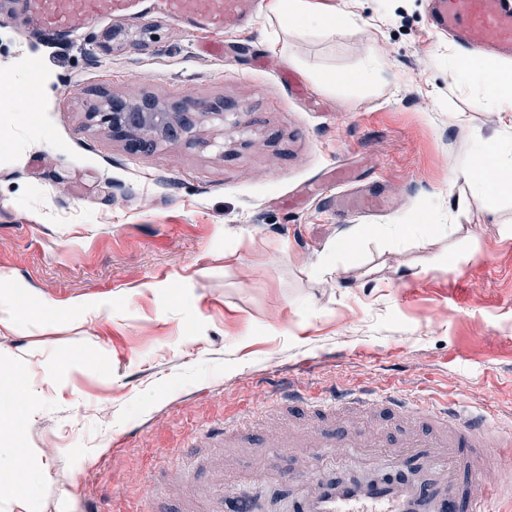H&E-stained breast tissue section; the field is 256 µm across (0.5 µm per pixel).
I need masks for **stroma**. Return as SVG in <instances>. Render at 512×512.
<instances>
[{"label": "stroma", "mask_w": 512, "mask_h": 512, "mask_svg": "<svg viewBox=\"0 0 512 512\" xmlns=\"http://www.w3.org/2000/svg\"><path fill=\"white\" fill-rule=\"evenodd\" d=\"M351 13L329 36L285 33L263 12L221 30L167 17L41 33L23 0H0V76L31 91L0 101V275L8 299L42 303L0 324V372L36 399L16 438L26 491L0 512H135L169 485L166 512L196 496L214 460L192 438L249 412L224 480L263 512H291L275 483L247 481L251 453L298 465L279 442L288 414L258 410L279 385L308 392L393 388L491 406L512 428V196L488 201L449 170L507 117L482 105L434 31L427 0H315ZM151 31L147 47L102 51L105 31ZM220 41V57L201 52ZM383 69L373 88L312 75ZM305 88H285L278 67ZM172 104L235 103L199 144L134 151L85 116L89 91ZM372 198L353 210L343 194ZM428 212L445 234H376ZM354 241L325 256L357 226ZM467 260L456 263L457 254Z\"/></svg>", "instance_id": "1"}]
</instances>
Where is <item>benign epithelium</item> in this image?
Segmentation results:
<instances>
[{
    "instance_id": "1",
    "label": "benign epithelium",
    "mask_w": 512,
    "mask_h": 512,
    "mask_svg": "<svg viewBox=\"0 0 512 512\" xmlns=\"http://www.w3.org/2000/svg\"><path fill=\"white\" fill-rule=\"evenodd\" d=\"M197 113L182 111L177 105L143 95L126 97L101 95L90 102L86 116L112 139L131 148L159 144H192L198 140L200 120L206 116L227 119L229 105L220 101H200Z\"/></svg>"
}]
</instances>
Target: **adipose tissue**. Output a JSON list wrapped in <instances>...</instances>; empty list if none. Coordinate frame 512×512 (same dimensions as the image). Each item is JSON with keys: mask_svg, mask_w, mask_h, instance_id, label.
<instances>
[{"mask_svg": "<svg viewBox=\"0 0 512 512\" xmlns=\"http://www.w3.org/2000/svg\"><path fill=\"white\" fill-rule=\"evenodd\" d=\"M266 14L284 30H311L333 34L352 22L344 11L320 12L311 0H269ZM492 76L493 85L485 95L487 106L501 112H512V67L483 62L467 70L469 83H482ZM453 180L465 181L477 194L486 196L512 193V138L488 143L476 150L470 161L452 169Z\"/></svg>", "mask_w": 512, "mask_h": 512, "instance_id": "1", "label": "adipose tissue"}]
</instances>
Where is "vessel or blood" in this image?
I'll return each instance as SVG.
<instances>
[{"mask_svg": "<svg viewBox=\"0 0 512 512\" xmlns=\"http://www.w3.org/2000/svg\"><path fill=\"white\" fill-rule=\"evenodd\" d=\"M258 0H27L39 26L60 37L77 35L93 19L137 18L153 12L193 28L219 30L225 23L248 19ZM431 23L460 47L475 54L512 55V0H429ZM275 409L305 412L312 423L307 435L321 453L338 448H371L389 454L387 477L342 479L312 462L310 493L291 504L292 512H503L512 499V481L486 484L477 473L485 465L482 451L502 447L491 409L472 410L456 401L361 391L306 395L284 391ZM386 411L407 422L401 436L367 426L336 428L340 417ZM239 421L203 429L194 443L221 448L238 436ZM253 512L247 494L232 503L215 494L209 512Z\"/></svg>", "mask_w": 512, "mask_h": 512, "instance_id": "1", "label": "vessel or blood"}]
</instances>
